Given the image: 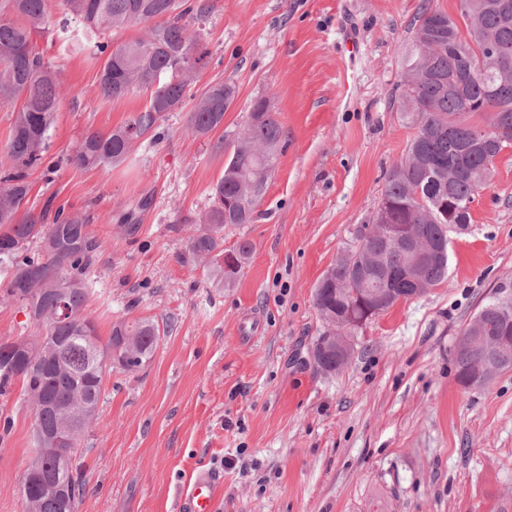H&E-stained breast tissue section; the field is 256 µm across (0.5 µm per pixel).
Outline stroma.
<instances>
[{
    "label": "stroma",
    "mask_w": 512,
    "mask_h": 512,
    "mask_svg": "<svg viewBox=\"0 0 512 512\" xmlns=\"http://www.w3.org/2000/svg\"><path fill=\"white\" fill-rule=\"evenodd\" d=\"M213 2L201 30L209 63L191 92L234 85L223 126L198 137L188 108L165 113L117 166L69 156L87 133L144 111L148 94H97V60L69 45L80 19L69 39L38 40L62 86L49 148L61 167L30 172L28 206L51 199L89 217L101 247L87 312L100 336L121 318L161 329L142 370L106 378L81 443L77 512H179L201 470L217 480L214 512H512V371L465 389L453 364L462 328L512 287V148L495 159L468 233L452 237L447 278L368 323L340 372L309 363L316 284L369 223L413 136L395 91L410 25L423 3L456 17L460 0ZM259 99L283 128L282 151L259 217L224 230L225 248L254 245L225 289L180 254ZM4 417L0 512H22L35 416L20 385L0 395Z\"/></svg>",
    "instance_id": "1"
}]
</instances>
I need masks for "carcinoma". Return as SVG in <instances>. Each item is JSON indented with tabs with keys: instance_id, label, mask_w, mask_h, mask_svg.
<instances>
[{
	"instance_id": "obj_1",
	"label": "carcinoma",
	"mask_w": 512,
	"mask_h": 512,
	"mask_svg": "<svg viewBox=\"0 0 512 512\" xmlns=\"http://www.w3.org/2000/svg\"><path fill=\"white\" fill-rule=\"evenodd\" d=\"M465 30L447 12L424 3L412 28L402 61L399 103L404 122L415 130L405 154L385 179L379 209L386 224L408 225L421 243L450 244L454 225H467L471 205L493 174L498 142L512 141V0H460ZM62 16L51 20L49 0H5L12 18H0V99L19 103L7 143L12 166L0 173V267L6 271L0 303H17L27 318L47 330L50 342L40 349L23 346L22 337L0 338V392L22 382L28 401L44 395L57 408L69 407L78 393L100 401L110 368H96L82 346L72 341L83 325L97 331L88 316L91 293L87 271L99 248L88 220L48 199L42 211L27 209L32 184L29 171L58 163L48 156L50 130L60 98L55 71L45 62L37 38L54 27L66 33L69 16L82 19L85 38L102 60L98 92L120 99L134 90L150 93L149 105L107 133L91 132L77 142L71 160L84 167L117 165L134 145L158 126L164 113L184 105L196 75L207 65L208 51L188 21L199 22L213 6L204 0H60ZM142 26L140 36L112 42L101 34ZM236 89L214 83L193 104L188 131L205 136L224 125V112ZM283 130L264 99L255 101L249 120L231 144L224 175L213 186L211 206L190 228L183 262L206 269L212 280L233 288L253 252V243L239 240L224 249V226L250 224L276 166ZM375 224L359 243L342 253L316 286L314 305L322 322L321 341L336 325V314L349 297L336 293L341 283L357 293L378 289L383 282L409 294L412 288L430 290L447 276L449 250L439 258L418 259L372 236ZM379 248V264L357 271L354 254ZM416 268V283L406 280ZM54 288L64 291L70 310L66 320L54 318ZM512 317V291L501 287L481 307L461 335L478 329L486 341L455 346L456 379L465 389L476 367L495 373L512 370V354L503 358L494 341ZM131 338L134 360L124 368L135 372L153 357L161 340L158 325L146 318L121 319L106 339V351ZM313 368L323 374L341 370L333 353L317 359ZM81 454L73 448L66 470L52 456L44 458L38 477L22 499L23 512H59L56 500L42 494L47 479L65 484L70 508L76 509L85 490Z\"/></svg>"
}]
</instances>
